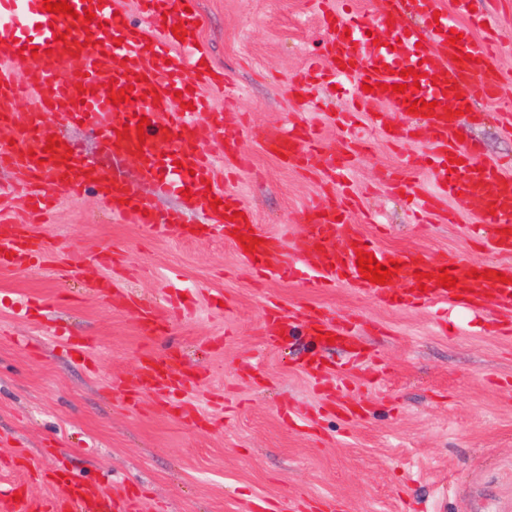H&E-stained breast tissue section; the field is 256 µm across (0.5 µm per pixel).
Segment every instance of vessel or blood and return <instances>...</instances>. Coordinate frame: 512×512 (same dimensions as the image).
Returning a JSON list of instances; mask_svg holds the SVG:
<instances>
[{"mask_svg":"<svg viewBox=\"0 0 512 512\" xmlns=\"http://www.w3.org/2000/svg\"><path fill=\"white\" fill-rule=\"evenodd\" d=\"M73 15L44 11L42 0H0V44L7 51L0 69V114L8 116L25 98L33 99L30 113L15 144L0 146V165H9L30 176L35 184L27 204L40 212L63 196H74L93 188L106 189L112 210L133 224H149L158 232L178 229L183 234L204 236L218 232L224 236L239 233L256 236L252 224L241 215L243 206L232 193L218 190L214 161L203 145L211 131L202 117L210 108L207 98L189 88L183 78L194 69L202 83L227 85L223 73L205 66V52L189 48L179 33H192L199 20L197 0H139L142 13L150 21L143 28L129 24L117 14L114 0H68ZM91 10L94 22H86L84 10ZM320 12L330 37L325 45L327 59H341L340 75L351 88L352 103L376 105L369 115V127L395 140L415 138L425 132L428 147L413 156L410 168L425 170L430 186L408 184L411 208L418 213L441 209L444 201L457 199L480 204L494 233L486 226L473 225L476 236H489L493 248L512 254V175L499 166L483 163L477 140L459 143L462 132L460 113L478 100H497L500 87L493 74L495 65L494 29L487 0H458L443 8L442 0H379L373 20L366 21L335 7L333 0H320ZM463 38L451 42L452 32ZM383 32L388 44L372 39ZM413 67L421 74L418 88L406 93L393 92L402 83V69ZM22 73L24 83H16L14 73ZM319 79L318 66H310L295 79L294 89L302 93L305 111L321 108L312 88ZM129 88L126 102L113 104L116 90ZM422 99L433 103V113L418 118L416 126H399L395 114L406 113L408 101ZM59 114L83 122L98 132L107 149L115 154L137 156L144 179L157 192L191 191L203 210L211 211L209 229H190L175 213L150 211L135 189L110 179L97 163L67 154L65 146L47 150L52 128L48 115ZM148 118L145 139L123 136V127H137ZM224 125V154L241 157L242 129L233 109L218 115ZM369 148L367 139L334 152L325 151L317 129L301 122L290 128L273 126L263 138L266 154L286 155L291 168L316 170L339 189H346L355 157ZM221 200L223 210H212ZM233 212L235 220L225 219ZM345 201L328 200L315 210L304 225L307 250L315 259V277L320 285L348 282L381 302L403 308H424L437 300H457L480 314L491 309L512 311V264L490 262L471 268L453 256L431 261L417 252L387 251L357 226L348 224ZM489 223V224H490ZM264 240L252 246L249 262L259 273L279 276L292 274L297 260L287 249L284 238L265 233ZM53 249L47 238L16 224H0V268L25 269L42 260ZM374 253L383 267L399 263L391 279L373 284L363 279L357 265V252ZM489 271V279L473 278V271ZM428 273L420 283L418 272ZM456 277L455 287L441 286L443 275ZM269 326L267 341L278 345L293 328L279 305L266 308ZM315 348L303 362L304 372L315 382L334 379V370L324 363L321 351L334 346L357 360L365 355L354 328L322 309L310 310L304 323ZM205 370L184 365L172 353L144 352L139 360L136 387L127 395L126 405L137 409L140 390H151L159 404L197 384ZM57 490L47 496L15 499L13 490H0V512H140L138 505L122 497L103 493L97 483L74 478L56 479Z\"/></svg>","mask_w":512,"mask_h":512,"instance_id":"1","label":"vessel or blood"}]
</instances>
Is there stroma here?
<instances>
[{"label":"stroma","mask_w":512,"mask_h":512,"mask_svg":"<svg viewBox=\"0 0 512 512\" xmlns=\"http://www.w3.org/2000/svg\"><path fill=\"white\" fill-rule=\"evenodd\" d=\"M500 54L495 74L512 99V0H493ZM194 37L212 68L231 80L209 90L214 112L225 100L239 107L243 167L223 160L221 124L207 145L217 155V185L236 194L261 231L303 249L309 211L335 197L332 184L283 166L262 147L267 127L318 125L327 150L366 134L365 121L341 130L335 114L350 106L326 70L322 113L301 111L292 83L318 58L327 31L318 0H198ZM484 118L465 123L483 144L484 161L512 164V126L499 123L496 104L477 101ZM53 128L79 157L136 188L158 212L181 211L191 224L204 217L181 192L157 193L137 161L109 153L89 128L62 116ZM424 136L401 143L384 136L362 154L351 174L350 221L377 243L432 259L462 263L494 259L470 236L483 223L479 206L448 202L446 211L414 222L389 178L411 181L410 156L425 151ZM29 183L0 167V215L29 221ZM42 230L78 267L70 277L54 263L0 269V489L32 483V470L66 469L101 482L106 492L132 495L142 512H248L258 501L336 502L338 512H512V312L473 314L449 303L420 310L382 304L346 284L324 288L255 272L220 234L185 239L156 233L111 213L104 191L62 199ZM118 252L113 268L90 257ZM112 276L118 288L148 301L167 324L168 345L208 375L177 398L179 411L161 409L142 394L125 407L124 384L141 352L156 348L136 310L100 299L91 289ZM185 296L184 315L166 297ZM321 307L351 320L368 353L351 364L348 402L353 421L323 410V397L300 364L311 349L295 333L288 345L265 340V309ZM92 340L88 359H76L67 336Z\"/></svg>","instance_id":"1"}]
</instances>
